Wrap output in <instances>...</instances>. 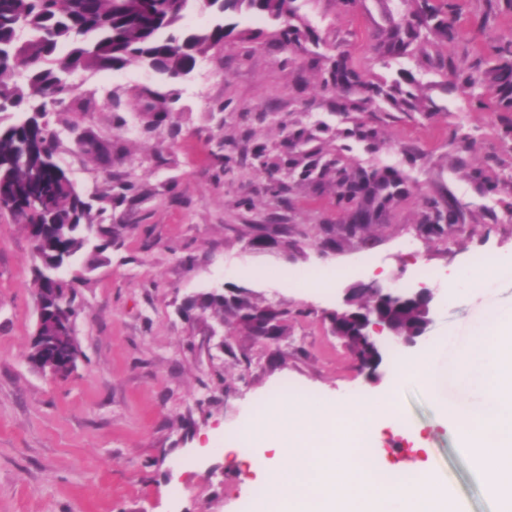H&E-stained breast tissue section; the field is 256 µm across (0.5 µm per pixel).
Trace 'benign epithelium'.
<instances>
[{
	"label": "benign epithelium",
	"instance_id": "benign-epithelium-1",
	"mask_svg": "<svg viewBox=\"0 0 512 512\" xmlns=\"http://www.w3.org/2000/svg\"><path fill=\"white\" fill-rule=\"evenodd\" d=\"M443 303L441 289L426 283L414 288L384 287L377 283H357L346 290L342 307L330 314L332 332L344 338L342 324L348 322L358 328L356 342L345 341L355 355H364V366L374 372L384 362L387 348L415 346L428 337L437 309ZM407 310L419 312L415 326L405 332L400 316ZM77 355L59 348L45 346L41 356L32 361L43 376L57 380L73 368Z\"/></svg>",
	"mask_w": 512,
	"mask_h": 512
}]
</instances>
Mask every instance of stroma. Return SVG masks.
Instances as JSON below:
<instances>
[{
    "label": "stroma",
    "instance_id": "obj_1",
    "mask_svg": "<svg viewBox=\"0 0 512 512\" xmlns=\"http://www.w3.org/2000/svg\"><path fill=\"white\" fill-rule=\"evenodd\" d=\"M449 1L459 17L452 38L400 51L393 34L421 0H293L289 21L231 15L223 46L187 77L137 65L72 75L77 94L48 118L76 187L89 197L129 181L149 195L104 213L128 229L77 288L79 355L56 381L29 362L38 318L31 239L0 212V512H248L259 490L228 449L238 424L282 396L286 381L320 397L394 391L402 421L379 423L372 455L416 466L410 438L419 435L465 512H494L485 478L427 391L392 388L395 351L368 373L330 322L351 284L410 287L422 267L447 274L512 260V112L488 109L492 76L463 89L453 73L512 39V9L430 0ZM291 24L301 36L289 45ZM341 56L364 80L415 96L418 109L379 99L343 110L363 91L336 87ZM155 98L177 136L145 128L140 114ZM74 124L122 140L124 155L103 166L79 153ZM260 148L265 169L253 157ZM393 174L402 194L349 234L361 203L340 181ZM438 211L445 220L434 221ZM252 224L267 225L273 245H253ZM329 270L338 274L330 286L302 287L304 273ZM214 291L280 307L286 334L256 338L232 313L189 309ZM507 307L512 281L456 290L430 335L466 341L489 309Z\"/></svg>",
    "mask_w": 512,
    "mask_h": 512
}]
</instances>
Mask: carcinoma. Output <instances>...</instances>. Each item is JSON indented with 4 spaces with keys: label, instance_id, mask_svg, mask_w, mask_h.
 I'll use <instances>...</instances> for the list:
<instances>
[{
    "label": "carcinoma",
    "instance_id": "cac0c4a2",
    "mask_svg": "<svg viewBox=\"0 0 512 512\" xmlns=\"http://www.w3.org/2000/svg\"><path fill=\"white\" fill-rule=\"evenodd\" d=\"M198 0H0V101L18 114L14 120L0 118V196L7 210L32 233L44 224L65 229L61 235L48 234L39 252L33 255L34 284L37 288L54 285L42 281L47 266L67 257L78 274L56 287L59 299L76 300V284L87 280L86 274L105 260L109 246L120 243L125 224H105L96 215L105 208L96 202L122 204L137 195L132 183H121L108 191L87 198L69 177L68 171L53 162L57 155L55 130L40 110L45 97L57 100L76 92L67 75L76 71H119L131 64L155 65L169 76L194 65L196 59L224 44V17L243 10L266 14L273 19L292 17L290 0H209L207 10L214 15L204 27L185 24L189 10ZM449 12H441L422 0L417 17L420 26L409 20L394 36V45L407 47L421 37V30L436 41L453 31ZM25 23L24 42L14 41L17 22ZM504 87L498 107L512 111V39L492 47L480 62L456 72L457 81L473 87L479 81L482 66ZM336 85L369 87L360 75L338 62L334 66ZM122 151L119 141L102 142L87 137L82 152L92 153L103 164H111ZM399 179L353 178L342 181L346 194L359 196L363 204L350 225L354 232L372 222L385 204L402 193ZM202 318L224 317V295L208 293L192 304ZM232 309L239 324L254 336H264L262 327L252 323L265 308L247 298H238ZM45 336L68 338L67 327L56 321L43 325Z\"/></svg>",
    "mask_w": 512,
    "mask_h": 512
}]
</instances>
